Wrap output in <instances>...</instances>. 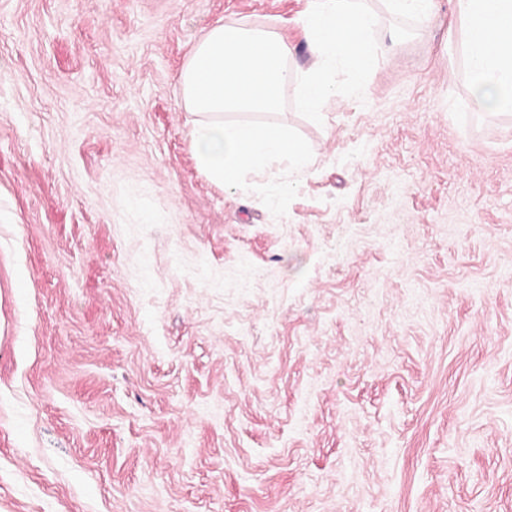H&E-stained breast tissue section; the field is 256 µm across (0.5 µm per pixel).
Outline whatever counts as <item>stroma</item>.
Instances as JSON below:
<instances>
[{"label":"stroma","instance_id":"obj_1","mask_svg":"<svg viewBox=\"0 0 512 512\" xmlns=\"http://www.w3.org/2000/svg\"><path fill=\"white\" fill-rule=\"evenodd\" d=\"M366 2L277 218L179 77L228 18L307 70L309 0H0V512H512V114L455 0ZM389 10L396 15L426 18L431 13L434 0H387Z\"/></svg>","mask_w":512,"mask_h":512}]
</instances>
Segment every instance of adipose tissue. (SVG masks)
<instances>
[{
    "label": "adipose tissue",
    "instance_id": "adipose-tissue-1",
    "mask_svg": "<svg viewBox=\"0 0 512 512\" xmlns=\"http://www.w3.org/2000/svg\"><path fill=\"white\" fill-rule=\"evenodd\" d=\"M461 48L473 103L490 113L512 112V0H457Z\"/></svg>",
    "mask_w": 512,
    "mask_h": 512
}]
</instances>
